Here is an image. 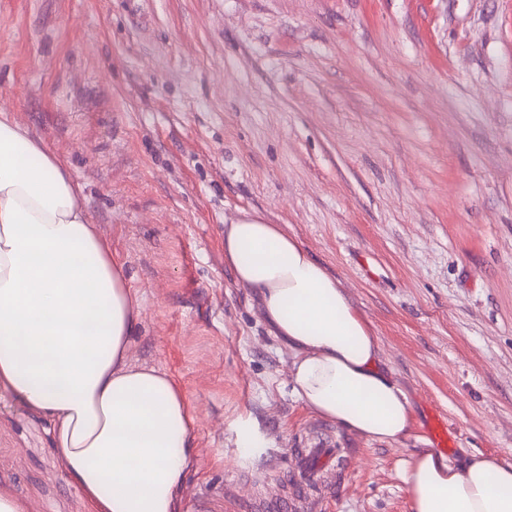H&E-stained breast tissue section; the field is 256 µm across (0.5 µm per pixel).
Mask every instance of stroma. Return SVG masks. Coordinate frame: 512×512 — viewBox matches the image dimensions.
I'll return each mask as SVG.
<instances>
[{
  "label": "stroma",
  "instance_id": "35a3bbf8",
  "mask_svg": "<svg viewBox=\"0 0 512 512\" xmlns=\"http://www.w3.org/2000/svg\"><path fill=\"white\" fill-rule=\"evenodd\" d=\"M1 112L71 171L143 309L133 360L198 416L185 490L251 512L323 441L331 512H411L399 470L434 415L447 456L512 463V0H0ZM245 214L375 330L410 438L293 395L290 350L224 263ZM51 440L0 390V492L87 512Z\"/></svg>",
  "mask_w": 512,
  "mask_h": 512
}]
</instances>
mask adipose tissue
Listing matches in <instances>:
<instances>
[{"label": "adipose tissue", "instance_id": "1", "mask_svg": "<svg viewBox=\"0 0 512 512\" xmlns=\"http://www.w3.org/2000/svg\"><path fill=\"white\" fill-rule=\"evenodd\" d=\"M224 262L292 351L294 396L370 441L410 436L409 400L335 278L279 225L224 227ZM140 305L70 170L0 113V389L52 422L64 478L91 512H178L197 416L169 374L131 361ZM412 512H512V464L415 450Z\"/></svg>", "mask_w": 512, "mask_h": 512}]
</instances>
